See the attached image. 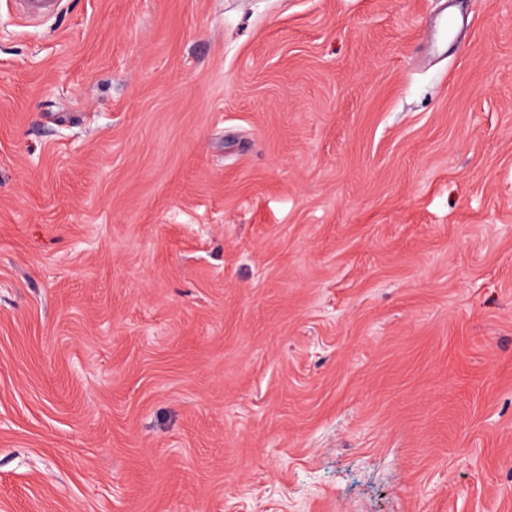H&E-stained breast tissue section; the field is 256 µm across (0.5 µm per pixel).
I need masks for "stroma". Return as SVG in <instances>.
<instances>
[{
  "mask_svg": "<svg viewBox=\"0 0 512 512\" xmlns=\"http://www.w3.org/2000/svg\"><path fill=\"white\" fill-rule=\"evenodd\" d=\"M0 0V512H512V0Z\"/></svg>",
  "mask_w": 512,
  "mask_h": 512,
  "instance_id": "stroma-1",
  "label": "stroma"
}]
</instances>
